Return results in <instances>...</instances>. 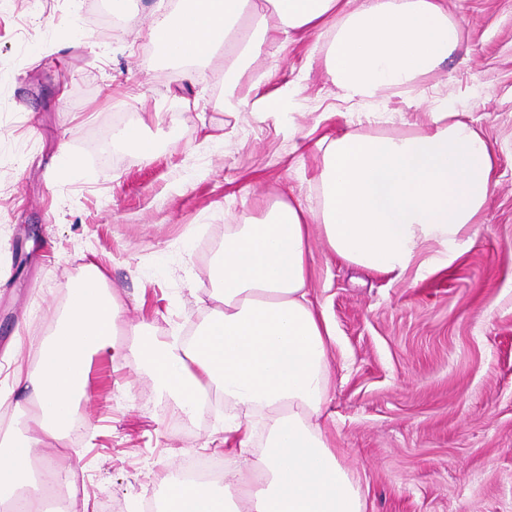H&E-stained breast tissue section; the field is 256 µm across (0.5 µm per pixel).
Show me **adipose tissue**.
Here are the masks:
<instances>
[{
  "mask_svg": "<svg viewBox=\"0 0 512 512\" xmlns=\"http://www.w3.org/2000/svg\"><path fill=\"white\" fill-rule=\"evenodd\" d=\"M192 0L149 30L168 59L224 58V103L234 107L250 68L275 42L333 31L325 64L346 101L363 107L366 131L345 130L317 143L321 201L310 209L278 202L263 220L242 212L224 233L212 270L220 309L189 343L136 332L138 366L182 412L197 409L209 388L231 407L224 442L240 452L223 486L195 480L170 485L166 512H364L363 493L324 434L330 401L326 308L308 291L311 237L320 228L331 252L365 269L403 275L451 265L491 192L496 156L472 122L447 99L422 124L392 131L398 120L377 109L384 88L416 95L419 80L459 47V25L445 0ZM105 270L88 266L71 283L62 316L40 346V366L17 371L28 409L23 429L0 430V504L44 512L32 460L45 439L63 443L86 390L93 357L116 358L121 309ZM266 446L246 454L253 430Z\"/></svg>",
  "mask_w": 512,
  "mask_h": 512,
  "instance_id": "adipose-tissue-1",
  "label": "adipose tissue"
}]
</instances>
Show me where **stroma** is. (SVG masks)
Wrapping results in <instances>:
<instances>
[{"label": "stroma", "instance_id": "stroma-1", "mask_svg": "<svg viewBox=\"0 0 512 512\" xmlns=\"http://www.w3.org/2000/svg\"><path fill=\"white\" fill-rule=\"evenodd\" d=\"M128 4L132 25L112 32L97 0H0V420L21 401L13 370H34L89 263L105 266L123 308L117 360L92 362L77 405L83 433L37 455L83 476L86 512L106 498L162 512L189 458L232 456L223 393L191 414L161 399L135 364L133 330L170 342L201 329L226 226L281 197L318 208L316 142L357 128L360 110L326 73V38L305 33L253 65L274 113L250 96L227 111L223 59L176 63L151 47L173 0ZM447 4L461 46L418 88L467 113L497 156L461 255L396 279L312 236L309 291L335 337L325 433L365 512H512V0ZM127 129L149 155L119 140ZM102 136L112 150L98 166Z\"/></svg>", "mask_w": 512, "mask_h": 512}]
</instances>
